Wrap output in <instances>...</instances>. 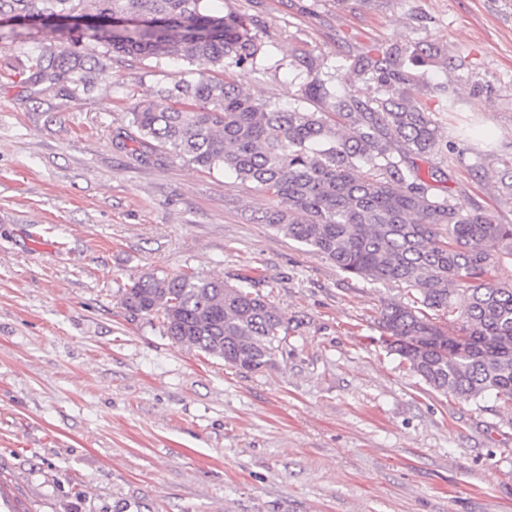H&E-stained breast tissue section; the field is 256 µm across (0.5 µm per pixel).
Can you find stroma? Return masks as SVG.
<instances>
[{"label": "stroma", "instance_id": "35a3bbf8", "mask_svg": "<svg viewBox=\"0 0 512 512\" xmlns=\"http://www.w3.org/2000/svg\"><path fill=\"white\" fill-rule=\"evenodd\" d=\"M258 19L251 94L315 112L316 76L378 43L439 48L409 94L463 161L415 158L463 210L512 224V0H211ZM50 28L0 46V512H512V409L427 386L386 349L395 285L351 278L259 221L274 199L167 152L137 158L128 108L191 79L113 56L91 87L35 82ZM447 80L460 112L439 111ZM485 154L474 169L475 153ZM148 273L259 289L288 317L272 365L244 373L127 311Z\"/></svg>", "mask_w": 512, "mask_h": 512}]
</instances>
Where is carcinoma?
<instances>
[{
	"label": "carcinoma",
	"mask_w": 512,
	"mask_h": 512,
	"mask_svg": "<svg viewBox=\"0 0 512 512\" xmlns=\"http://www.w3.org/2000/svg\"><path fill=\"white\" fill-rule=\"evenodd\" d=\"M210 0H0V27L60 35L56 51L32 57L35 80L52 86L94 84L99 67L72 49L88 36L114 53L183 61L196 78L160 91L159 107H129L132 141L143 157L166 150L203 170L222 169L256 184L277 205L263 224L324 255L342 273L403 287L408 300L383 303L377 318L388 352L432 389L465 400L512 404V285L494 271L512 260V224L478 206L468 212L432 192L444 178H422L411 156L441 145L440 128L408 96L409 65L436 60L432 47L374 44L316 78L304 95L331 111L309 112L255 97L218 74L263 69L256 23L215 15ZM374 84L363 100L340 85V73ZM438 111L457 112L448 84L434 87ZM123 304L161 319L164 334L254 373L271 365L288 318L257 285H231L187 274L138 279ZM458 324L448 335L440 320Z\"/></svg>",
	"instance_id": "1"
}]
</instances>
